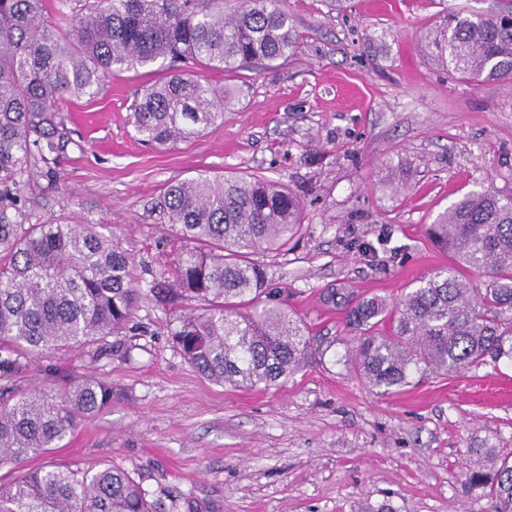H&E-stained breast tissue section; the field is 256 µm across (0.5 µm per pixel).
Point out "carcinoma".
<instances>
[{"label":"carcinoma","mask_w":512,"mask_h":512,"mask_svg":"<svg viewBox=\"0 0 512 512\" xmlns=\"http://www.w3.org/2000/svg\"><path fill=\"white\" fill-rule=\"evenodd\" d=\"M44 0H0V377L24 355L114 336L138 303L198 301L173 319L171 341L200 374L252 389L286 379L310 352L305 323L277 298L258 251H281L300 229L302 205L265 175L202 174L166 187L155 202L180 248L163 280L144 283L134 259L98 225L32 222L23 194L34 169L54 190L72 139L61 105L92 98L114 71L159 65L163 80L143 90L130 121L153 148L188 141L224 119L232 97L182 70L203 64L232 72L288 60L298 38L285 0H58L66 29L48 21ZM435 62L472 82L512 80V24L496 16L448 14L425 37ZM431 239L459 262L418 280L395 305L346 288L326 299L347 309L344 362L373 388L414 376L456 374L512 361V196L468 192L429 226ZM488 278L478 294L461 269ZM112 403V384L94 378L62 393L35 390L0 404V467L57 448L80 421ZM468 491L512 512V454L477 448ZM148 499L111 464L30 470L0 486V512H178L179 499Z\"/></svg>","instance_id":"cac0c4a2"}]
</instances>
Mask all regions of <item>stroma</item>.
Segmentation results:
<instances>
[{
  "label": "stroma",
  "instance_id": "1",
  "mask_svg": "<svg viewBox=\"0 0 512 512\" xmlns=\"http://www.w3.org/2000/svg\"><path fill=\"white\" fill-rule=\"evenodd\" d=\"M298 48L280 66L235 73L195 65L233 106L189 142L154 150L129 122L157 68L116 71L93 99L63 104L73 140L49 191L26 189L34 219L100 224L158 276L176 248L155 198L170 183L262 173L303 204L288 252L254 254L309 328L316 352L256 389L214 383L168 336L175 310L141 300L130 331L43 353L0 379V403L110 381L112 402L61 447L0 468V482L47 464L106 462L149 495L192 512H494L468 493L479 448H512V362L427 375L383 393L348 370L342 306L328 289L399 299L453 264L425 229L469 191L512 195V80L449 76L422 48L447 13L490 14L512 0H286Z\"/></svg>",
  "mask_w": 512,
  "mask_h": 512
}]
</instances>
